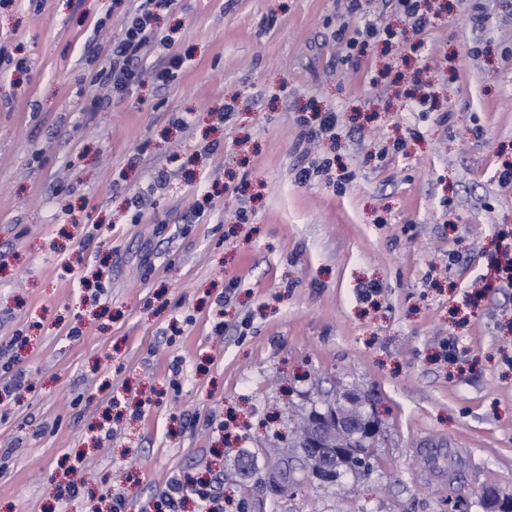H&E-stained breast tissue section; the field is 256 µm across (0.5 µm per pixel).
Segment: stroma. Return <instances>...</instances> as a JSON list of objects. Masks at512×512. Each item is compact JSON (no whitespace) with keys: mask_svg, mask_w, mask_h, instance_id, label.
<instances>
[{"mask_svg":"<svg viewBox=\"0 0 512 512\" xmlns=\"http://www.w3.org/2000/svg\"><path fill=\"white\" fill-rule=\"evenodd\" d=\"M347 3L178 0L157 27L185 68L98 102L112 0H0L26 62L0 81V366L24 382L0 391V512H157L176 474L224 512L512 493V287L488 285L512 227V0H430L420 38L356 46L406 23ZM317 108L339 126L308 156ZM312 158L329 172L298 182ZM343 393L379 424L370 471L282 482L274 459ZM424 443L446 451L434 481Z\"/></svg>","mask_w":512,"mask_h":512,"instance_id":"stroma-1","label":"stroma"}]
</instances>
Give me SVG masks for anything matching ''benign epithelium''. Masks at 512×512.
I'll use <instances>...</instances> for the list:
<instances>
[{
    "instance_id": "benign-epithelium-1",
    "label": "benign epithelium",
    "mask_w": 512,
    "mask_h": 512,
    "mask_svg": "<svg viewBox=\"0 0 512 512\" xmlns=\"http://www.w3.org/2000/svg\"><path fill=\"white\" fill-rule=\"evenodd\" d=\"M378 429V423L369 415L357 422L351 421L339 402L326 412L314 415V431L304 443V456L312 464L313 477L330 480L336 469V458L352 451L359 437L376 440Z\"/></svg>"
}]
</instances>
